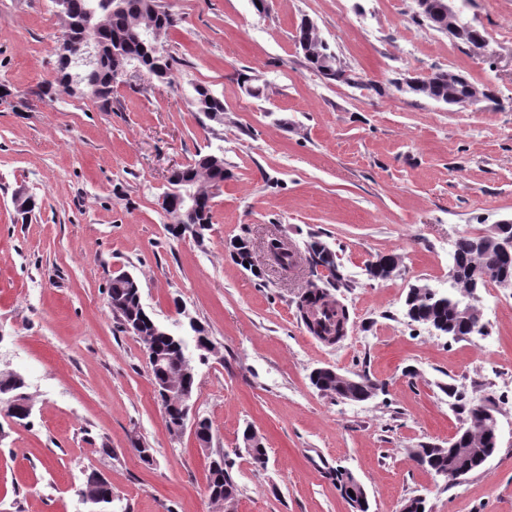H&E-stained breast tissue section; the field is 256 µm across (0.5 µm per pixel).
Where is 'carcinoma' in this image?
Masks as SVG:
<instances>
[{"label":"carcinoma","mask_w":512,"mask_h":512,"mask_svg":"<svg viewBox=\"0 0 512 512\" xmlns=\"http://www.w3.org/2000/svg\"><path fill=\"white\" fill-rule=\"evenodd\" d=\"M69 10L64 14V35L72 43H80L87 38L97 42L100 50L102 68L94 86L88 89V97L99 104L103 110L112 108V88L115 79L112 78V52L120 51L136 60L152 76L167 83H173V67L176 63L170 54L166 36L177 26L176 16L160 4V0H68ZM138 20L156 33L157 39L138 41L129 34V25ZM429 25L446 30L461 43L474 44L483 37L480 30H470L465 27L462 19L452 15L438 14L428 19ZM296 43L302 50L307 62L329 80L342 81L346 70L337 63L336 56L330 51L327 43L323 42L316 33L307 28L306 21H300L296 29ZM455 92L459 102L474 105L477 102L479 86L475 85L462 72H446L435 75L424 82L420 87H412L409 92L431 99L448 98V92ZM193 106L199 113L206 112L212 120L222 123L224 119V100L206 86L195 88ZM215 154L211 152L196 154L192 162L183 166L179 177L181 182H190L202 195H207V189L214 180L224 179V156L213 160ZM477 238L471 235L460 237L456 243L455 256L459 261L460 287H470L469 277L474 272L487 270L501 272L512 268V256L498 251L495 240L484 239L481 247L475 246ZM322 240L315 238L306 244L309 263L314 279L307 282L308 294L311 299L300 300L297 310L300 320L307 331L315 336H330L336 332V325L348 322V310L330 297L328 289L337 290L351 287V281L345 277L336 260L324 258V250L318 249ZM269 258L279 268L288 270L295 265V254L284 249L280 244H271L268 251ZM322 266L326 273L320 274L317 266ZM139 281H130L125 278V272L120 271L112 277L109 293L112 294V313L119 320L121 327L129 324L141 326V332L150 337V342L157 352L169 359H176L184 349L183 340L176 337L165 336L153 332L152 317L139 309L136 301V288ZM410 308L421 321L443 320L452 327L462 329L465 320L458 317L453 305L430 300L421 294H416L410 302ZM441 390L448 397L455 399V410L465 416L468 433L463 437L462 447L468 449L465 455H457L450 451L438 452L420 446L430 459L429 468L435 471L449 472L462 466L468 467L472 472L482 467L481 456L485 449L492 446L491 434L488 427L470 423L471 405L457 398L464 394L453 384H444ZM218 468H209L208 484L213 492H223L229 488L238 492V486L233 479L231 469L232 461L220 455L214 459Z\"/></svg>","instance_id":"cac0c4a2"}]
</instances>
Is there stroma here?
Instances as JSON below:
<instances>
[{
    "label": "stroma",
    "mask_w": 512,
    "mask_h": 512,
    "mask_svg": "<svg viewBox=\"0 0 512 512\" xmlns=\"http://www.w3.org/2000/svg\"><path fill=\"white\" fill-rule=\"evenodd\" d=\"M179 15L168 44L172 85L137 70L112 94L36 91L57 68L62 21L53 0H0V369L20 372L29 426L0 415V512H87V474L112 484L114 512H214L211 458L232 454L252 427L265 469L237 459L238 512H352L336 482L348 470L370 512L424 496L429 512H512V289L488 286V333L451 340L405 315L414 284L448 287L456 240L512 220V0H472L485 54L422 22L415 0H165ZM341 60L351 83L325 79L296 47L301 18ZM464 72L495 100L449 106L397 90L403 78ZM205 85L224 121L192 104ZM223 151L228 176L199 236L174 238L158 199L170 169ZM37 206L21 220L16 191ZM244 237L262 277L225 244ZM336 251L350 290L347 336H310L294 301L308 264H269L270 238ZM395 275L371 278L380 256ZM140 282L142 303L174 328L196 319L218 348L196 365L193 400L212 426L172 436L140 340L108 305L115 271ZM331 367L366 372L386 390L342 403L310 383ZM498 402L501 444L458 483L415 464L410 448L447 443L462 424L439 386ZM153 450L141 462L136 442Z\"/></svg>",
    "instance_id": "35a3bbf8"
}]
</instances>
